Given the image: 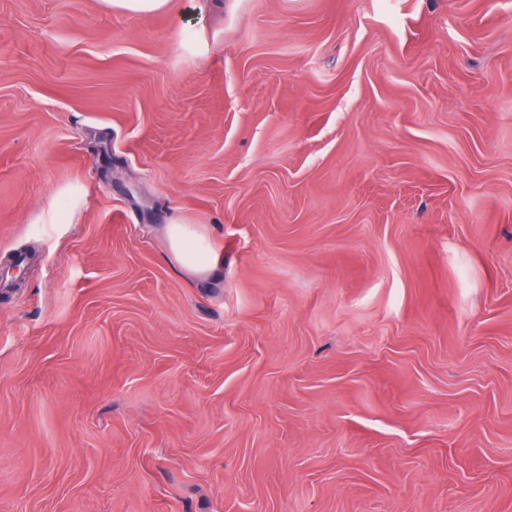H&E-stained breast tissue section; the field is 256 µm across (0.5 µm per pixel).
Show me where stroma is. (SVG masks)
<instances>
[{
	"label": "stroma",
	"mask_w": 512,
	"mask_h": 512,
	"mask_svg": "<svg viewBox=\"0 0 512 512\" xmlns=\"http://www.w3.org/2000/svg\"><path fill=\"white\" fill-rule=\"evenodd\" d=\"M17 251L0 512H512V0H0ZM112 11L147 17L164 10L169 0H100ZM172 253L181 268L197 276H208L216 271L221 258L207 243L206 237L193 226L174 220L168 225Z\"/></svg>",
	"instance_id": "obj_1"
}]
</instances>
